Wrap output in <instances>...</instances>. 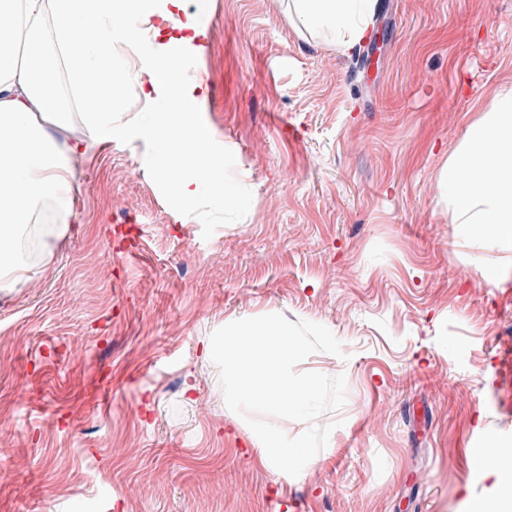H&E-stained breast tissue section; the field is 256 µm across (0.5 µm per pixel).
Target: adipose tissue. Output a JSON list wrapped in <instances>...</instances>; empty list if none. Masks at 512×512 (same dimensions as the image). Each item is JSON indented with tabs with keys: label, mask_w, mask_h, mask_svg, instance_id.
Listing matches in <instances>:
<instances>
[{
	"label": "adipose tissue",
	"mask_w": 512,
	"mask_h": 512,
	"mask_svg": "<svg viewBox=\"0 0 512 512\" xmlns=\"http://www.w3.org/2000/svg\"><path fill=\"white\" fill-rule=\"evenodd\" d=\"M376 0H291L290 10L311 33L356 47L365 38ZM23 15L31 36L17 48L13 20ZM52 17L59 47L72 48L69 72L83 127L59 144L55 132L68 131L70 115L52 89L60 57L43 52L33 31ZM153 26L152 35L139 23ZM204 32L183 0H0V288H9L34 268L14 261L15 230L34 223L40 204L53 203L57 235L76 219L75 159H86L105 143L139 141L151 167L183 199L204 190L224 191L223 153L216 135L193 118L202 100L200 84L182 70L184 56L200 54ZM141 59L129 73L117 46ZM145 105L124 106L128 84ZM438 187L455 223L492 241L498 258L483 261L482 277L498 280L512 264V84L499 86L482 115L471 122L453 158L440 171ZM484 469L495 477L494 493L472 500L467 512H512V443L479 449Z\"/></svg>",
	"instance_id": "adipose-tissue-1"
}]
</instances>
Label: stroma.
Here are the masks:
<instances>
[{
    "label": "stroma",
    "instance_id": "stroma-1",
    "mask_svg": "<svg viewBox=\"0 0 512 512\" xmlns=\"http://www.w3.org/2000/svg\"><path fill=\"white\" fill-rule=\"evenodd\" d=\"M288 2L185 0L223 194L178 198L114 140L80 164L78 223L0 289V512H466L491 494L474 449L512 440L490 372L512 304L438 176L512 82V0H377L370 61ZM266 313L343 351L301 364L344 375L346 401L319 418L336 448L288 481L211 360L225 320Z\"/></svg>",
    "mask_w": 512,
    "mask_h": 512
}]
</instances>
